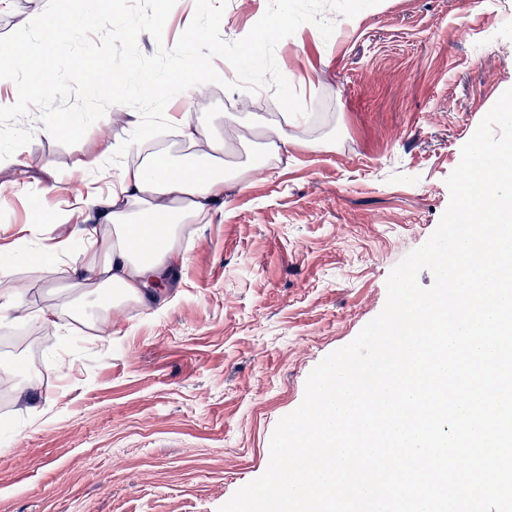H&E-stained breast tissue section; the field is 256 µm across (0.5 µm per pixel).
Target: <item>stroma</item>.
Segmentation results:
<instances>
[{
  "mask_svg": "<svg viewBox=\"0 0 512 512\" xmlns=\"http://www.w3.org/2000/svg\"><path fill=\"white\" fill-rule=\"evenodd\" d=\"M268 0H228L220 34L244 37ZM195 0L170 12L173 47ZM302 24L275 59L307 108L288 131L308 149L224 185L191 224L187 261L145 307L112 311V337L61 317L45 332L28 392L0 406V512H217L261 476L278 421L311 371L383 309L390 271L433 233L463 145L512 88V0H381L355 17ZM278 117L272 89L212 86L196 121ZM35 137L0 166V243L15 276L41 210L74 204L70 169L96 158ZM55 191L44 192L48 175Z\"/></svg>",
  "mask_w": 512,
  "mask_h": 512,
  "instance_id": "stroma-1",
  "label": "stroma"
}]
</instances>
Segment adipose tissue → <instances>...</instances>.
Masks as SVG:
<instances>
[{"instance_id": "ef3b65f1", "label": "adipose tissue", "mask_w": 512, "mask_h": 512, "mask_svg": "<svg viewBox=\"0 0 512 512\" xmlns=\"http://www.w3.org/2000/svg\"><path fill=\"white\" fill-rule=\"evenodd\" d=\"M221 77V72L201 56L173 78L170 93L187 101ZM164 118L189 144V153L179 160L164 161L150 155L141 163L123 165L107 195L88 193L86 161L73 164L75 209L96 212L95 223L77 228L84 249L72 252L70 237L62 236L45 246L42 256L28 263L26 276L17 280L12 279L9 264L1 261L0 279L6 282L0 289L1 324L33 321L45 328L56 326L58 308H32L28 296L32 284L49 282L64 273L70 280V318L91 324L99 334L108 336L112 333V308L156 299L172 272L184 265L185 257L177 243L185 224L190 217L223 201L224 185L232 174L219 159L241 134L230 114L222 131L193 123L187 112H168ZM248 129L263 139L269 155L300 146L299 140L289 135L284 119L255 113Z\"/></svg>"}]
</instances>
